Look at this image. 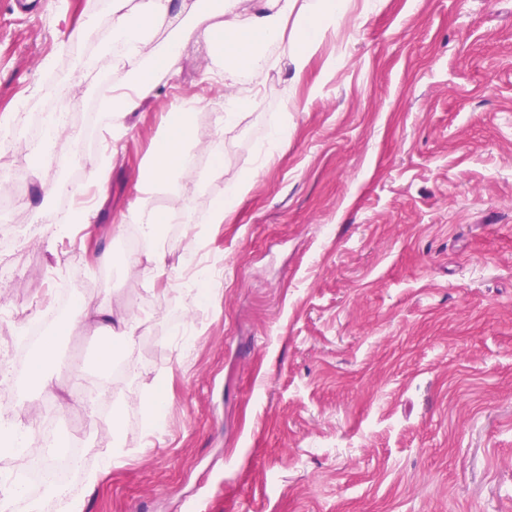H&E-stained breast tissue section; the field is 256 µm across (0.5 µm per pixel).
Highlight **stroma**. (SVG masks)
Here are the masks:
<instances>
[{"label":"stroma","instance_id":"obj_1","mask_svg":"<svg viewBox=\"0 0 512 512\" xmlns=\"http://www.w3.org/2000/svg\"><path fill=\"white\" fill-rule=\"evenodd\" d=\"M363 3L303 71L264 47L276 64L228 128L223 61L189 31L154 25L153 42L178 38L181 71L152 74L151 97L118 123L103 101L140 75L100 59L110 0H39L31 13L0 0V135L71 117L50 163L14 155L19 221L52 225L84 200L98 211L26 240L11 258L21 278L0 287L14 311L0 349L55 295L42 326L56 358L112 388L90 404L65 371L47 391L30 372L13 383L60 433L82 422L85 512H512V0ZM189 99L204 180L194 219L163 225L162 276L128 270L122 218ZM250 171L224 223H203ZM81 298L138 312L116 352L123 375L99 369L103 344L72 315ZM157 387L149 433L142 405ZM117 425L126 454L106 468L99 442Z\"/></svg>","mask_w":512,"mask_h":512}]
</instances>
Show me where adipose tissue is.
<instances>
[{
  "label": "adipose tissue",
  "mask_w": 512,
  "mask_h": 512,
  "mask_svg": "<svg viewBox=\"0 0 512 512\" xmlns=\"http://www.w3.org/2000/svg\"><path fill=\"white\" fill-rule=\"evenodd\" d=\"M240 0H222L211 16L202 17L196 27L198 41L206 46L220 44L224 57V86L234 89L242 73L262 77L268 60L262 49L279 45L295 68H304L322 39L335 33L339 21L350 10L352 0H256L248 12H240ZM172 0H140L128 8L127 0H112V38L121 52L123 64L131 71L142 69L143 61L174 77L179 73V50L175 43L153 44L148 34L155 22L170 18ZM195 101L183 102L175 109L164 135L156 142L151 164L137 185L138 204L131 214L141 224L144 235L154 239L166 218L150 202L159 182L175 180L181 184L179 201L189 205L196 187L194 181ZM75 318L87 321L94 331L108 332L111 339L132 343L138 328L136 316L115 311L104 302L79 300Z\"/></svg>",
  "instance_id": "1"
}]
</instances>
